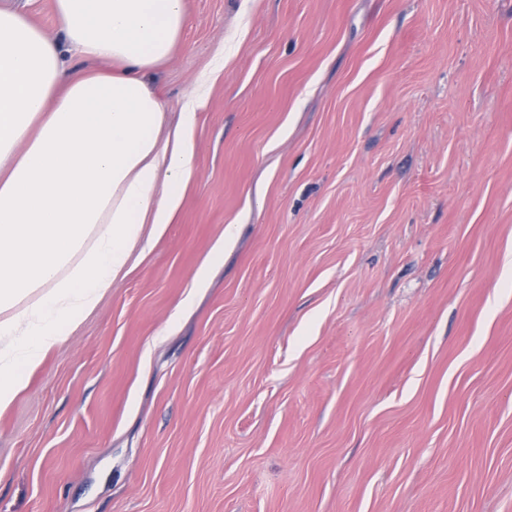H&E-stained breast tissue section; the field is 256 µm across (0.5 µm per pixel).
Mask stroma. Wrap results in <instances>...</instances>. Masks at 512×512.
Here are the masks:
<instances>
[{
  "label": "stroma",
  "mask_w": 512,
  "mask_h": 512,
  "mask_svg": "<svg viewBox=\"0 0 512 512\" xmlns=\"http://www.w3.org/2000/svg\"><path fill=\"white\" fill-rule=\"evenodd\" d=\"M186 12L196 175L0 412V512H512V0Z\"/></svg>",
  "instance_id": "1"
}]
</instances>
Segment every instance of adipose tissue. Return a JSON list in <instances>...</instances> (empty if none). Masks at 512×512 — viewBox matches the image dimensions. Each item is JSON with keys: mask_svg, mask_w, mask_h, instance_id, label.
Masks as SVG:
<instances>
[{"mask_svg": "<svg viewBox=\"0 0 512 512\" xmlns=\"http://www.w3.org/2000/svg\"><path fill=\"white\" fill-rule=\"evenodd\" d=\"M66 41L0 0V411L179 211L194 173L191 93L176 126L146 81L185 0H53ZM106 63L73 73L66 55Z\"/></svg>", "mask_w": 512, "mask_h": 512, "instance_id": "ef3b65f1", "label": "adipose tissue"}]
</instances>
